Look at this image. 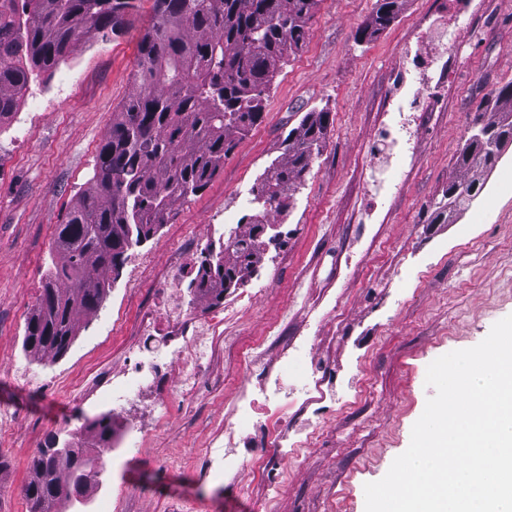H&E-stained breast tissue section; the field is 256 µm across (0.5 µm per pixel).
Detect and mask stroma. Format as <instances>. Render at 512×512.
<instances>
[{
  "label": "stroma",
  "mask_w": 512,
  "mask_h": 512,
  "mask_svg": "<svg viewBox=\"0 0 512 512\" xmlns=\"http://www.w3.org/2000/svg\"><path fill=\"white\" fill-rule=\"evenodd\" d=\"M376 0H321L305 46L281 66L263 123L225 158L206 189L183 202L148 242L135 248L102 309L81 319L71 349L51 360L25 351L27 321L52 271L59 224L86 189L112 114L134 92L138 43L150 23L143 0L122 35L79 43L51 75L34 79L15 116L0 122V512H28L29 465L49 435L87 431L112 414L106 467L83 503L63 512H365L364 486L380 480L408 448L434 390L429 364L479 344L512 315V146L474 203L450 223H433L472 112L512 82V0H404L397 20L368 42L355 35ZM447 11L455 30L437 98L414 113L413 150L391 192L369 190L372 152L407 89L399 70L425 66L410 45ZM328 108L330 132L286 215V239L267 253L244 289L225 297L232 313L209 337L202 378L188 401L167 405L160 432L138 448L126 417L112 412V390L89 388L96 370L119 374L141 316L158 312L168 266L200 258L241 223L259 175L283 154L282 142L309 111ZM234 206L225 215V206ZM309 336L312 356L334 369L347 401L297 460L275 448L255 454L286 465L279 490L254 467L195 478L200 453L224 444L228 407L245 384L255 345L278 364L277 337ZM367 393H359V379Z\"/></svg>",
  "instance_id": "obj_1"
}]
</instances>
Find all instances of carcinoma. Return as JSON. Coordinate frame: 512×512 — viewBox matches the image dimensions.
I'll return each instance as SVG.
<instances>
[{"label": "carcinoma", "instance_id": "1", "mask_svg": "<svg viewBox=\"0 0 512 512\" xmlns=\"http://www.w3.org/2000/svg\"><path fill=\"white\" fill-rule=\"evenodd\" d=\"M142 0H0V119L17 109L34 71L54 69L83 40L119 36ZM320 0H152L139 46L136 91L112 115L89 187L57 228L59 262L28 320L24 347L53 359L78 333L77 315L103 307L106 272L168 223L177 207L201 193L226 157L264 119L267 93L279 64L306 43ZM402 0H376L356 35L364 42L397 19ZM329 112L306 113L286 138L284 158L271 163L247 200L249 222L208 248L187 288L195 297L224 302V277L243 282L265 244L259 224L285 213L315 155L326 143ZM495 130L512 139V83L493 93L491 107L473 113L456 159L463 178L447 194H477L493 157L475 133ZM89 456L76 434L52 435L31 462L23 489L28 512H61L104 471L112 450V415L90 426Z\"/></svg>", "mask_w": 512, "mask_h": 512}]
</instances>
